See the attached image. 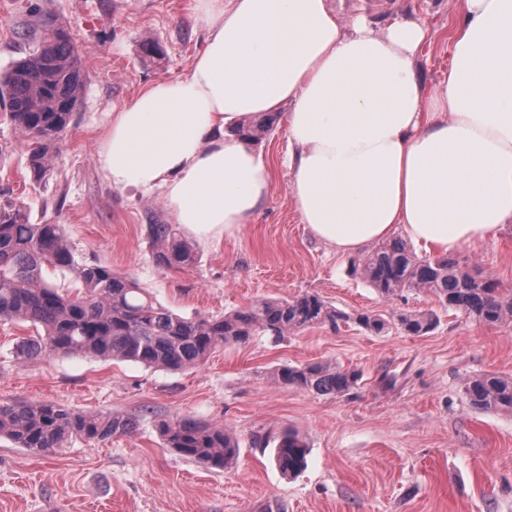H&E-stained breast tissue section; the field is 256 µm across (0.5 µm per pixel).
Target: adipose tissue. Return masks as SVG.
<instances>
[{"label": "adipose tissue", "mask_w": 512, "mask_h": 512, "mask_svg": "<svg viewBox=\"0 0 512 512\" xmlns=\"http://www.w3.org/2000/svg\"><path fill=\"white\" fill-rule=\"evenodd\" d=\"M447 77L427 87L425 20L383 29L334 0H199L189 72L115 108L99 168L161 191L201 245L249 223L271 190L239 134L285 112L302 223L345 255L395 232L454 252L512 223V0H457Z\"/></svg>", "instance_id": "adipose-tissue-1"}]
</instances>
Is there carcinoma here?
Listing matches in <instances>:
<instances>
[{"instance_id": "cac0c4a2", "label": "carcinoma", "mask_w": 512, "mask_h": 512, "mask_svg": "<svg viewBox=\"0 0 512 512\" xmlns=\"http://www.w3.org/2000/svg\"><path fill=\"white\" fill-rule=\"evenodd\" d=\"M29 45L24 56L0 73V102L15 130L28 140L27 167L40 180L50 171L53 145L68 128L84 88L79 47L53 18L42 19V36L15 31ZM140 59L160 66L165 52L149 37L140 43ZM271 117L242 130L255 141L272 130ZM158 266L195 261L189 243L171 224H149ZM362 277L383 297L405 290L426 292L438 305L460 311L487 325L512 322V291L481 276L475 268L446 255L418 257L401 238L367 251L359 259ZM0 321L27 323L35 334L21 339V359L82 355L129 361L146 367L182 371L204 362L219 347L245 344L262 333L277 341L312 327L336 330L352 322L381 334L389 322L367 312L354 316L306 293L290 300L260 299L222 316H180L158 302L133 278L97 263H79L60 224H32L20 209L0 211ZM397 326L422 336L438 323L433 312L397 314ZM356 369L332 363L282 365L270 373L275 385L294 386L318 395L343 396L360 379ZM472 405L486 412L512 414V377L493 374L465 383ZM134 423L112 413L85 412L48 402L0 403V437L21 448L51 456L69 441L102 442L128 434ZM158 432L179 456L210 468L227 469L238 445L221 424L193 418L163 420ZM308 449L299 436H279L275 461L290 474L306 466Z\"/></svg>"}]
</instances>
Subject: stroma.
Listing matches in <instances>:
<instances>
[{
    "instance_id": "stroma-1",
    "label": "stroma",
    "mask_w": 512,
    "mask_h": 512,
    "mask_svg": "<svg viewBox=\"0 0 512 512\" xmlns=\"http://www.w3.org/2000/svg\"><path fill=\"white\" fill-rule=\"evenodd\" d=\"M377 4V23L395 9L427 21L430 41L420 67L427 85L442 80L456 0ZM196 5L0 0V72L24 52L15 31H38L44 13L69 28L85 77L81 103L41 180L26 167V141L0 117V209L20 207L31 223L62 225L77 261L112 266L185 317L316 293L347 313L392 319L433 310L439 323L422 336L394 327L374 335L347 324L279 342L257 336L216 350L200 366L168 372L84 356L19 359L17 343L32 328L0 322V403L46 401L136 423L133 434L77 440L49 457L1 438L0 512H512V414L478 410L465 395L470 377H512V323H479L419 291L384 298L353 273L350 256L336 254L300 222L284 114L253 144L268 160L272 182L251 222L211 246H195L194 265L156 264L147 226L173 221L161 192L113 189L96 155L114 107L153 81L188 73L204 39ZM147 37L164 46V66L140 61ZM454 256L512 289V224ZM325 361L358 369V385L333 397L267 379L282 364ZM184 417L223 424L238 442L235 465L209 470L166 448L157 421ZM286 430L309 451L295 476L274 461Z\"/></svg>"
}]
</instances>
